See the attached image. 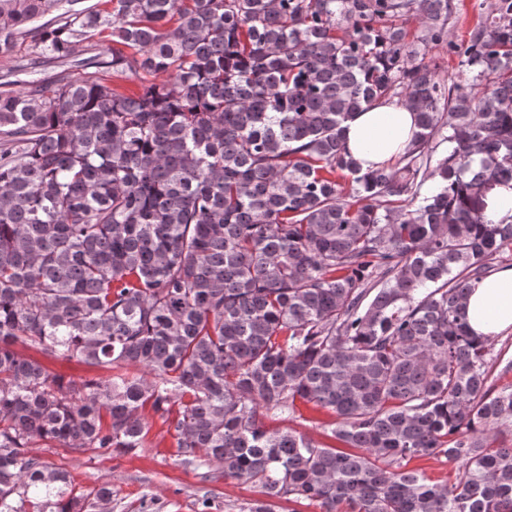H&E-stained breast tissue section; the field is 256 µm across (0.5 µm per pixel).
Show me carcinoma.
Masks as SVG:
<instances>
[{
    "label": "carcinoma",
    "instance_id": "1",
    "mask_svg": "<svg viewBox=\"0 0 512 512\" xmlns=\"http://www.w3.org/2000/svg\"><path fill=\"white\" fill-rule=\"evenodd\" d=\"M476 7L455 42L456 0H0V512H104L30 449L133 454L147 407L241 512H512V359L462 313L512 263V0ZM393 101L418 130L364 172L344 124ZM298 401L334 444L265 426ZM484 215L494 224L512 222V187L494 185L485 197ZM25 356H31L41 361L53 374L67 379H78L86 377H106L110 374L105 369L92 368L77 359L61 360L53 358H45L42 355L32 351L20 348ZM408 467L422 470L433 481L443 483L455 480L461 470L457 464L439 459H413L408 463ZM205 487L210 490L212 509L209 512H239L244 504L260 497L257 488L231 479L221 478Z\"/></svg>",
    "mask_w": 512,
    "mask_h": 512
}]
</instances>
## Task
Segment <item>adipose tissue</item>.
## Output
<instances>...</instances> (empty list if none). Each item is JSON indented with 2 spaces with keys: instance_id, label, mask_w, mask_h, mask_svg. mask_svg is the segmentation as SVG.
I'll return each instance as SVG.
<instances>
[{
  "instance_id": "ef3b65f1",
  "label": "adipose tissue",
  "mask_w": 512,
  "mask_h": 512,
  "mask_svg": "<svg viewBox=\"0 0 512 512\" xmlns=\"http://www.w3.org/2000/svg\"><path fill=\"white\" fill-rule=\"evenodd\" d=\"M414 112L397 102L356 113L345 126L346 144L362 169L391 162L416 130ZM470 330L478 336L512 331V267L472 284L465 303Z\"/></svg>"
}]
</instances>
